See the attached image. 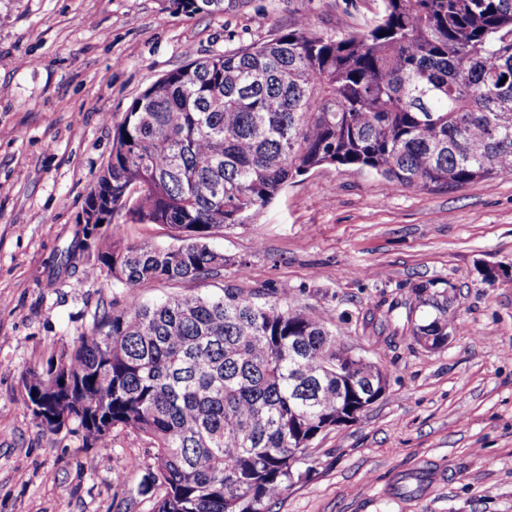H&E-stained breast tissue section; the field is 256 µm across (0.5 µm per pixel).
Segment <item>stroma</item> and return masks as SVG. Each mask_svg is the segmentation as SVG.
<instances>
[{
    "label": "stroma",
    "mask_w": 512,
    "mask_h": 512,
    "mask_svg": "<svg viewBox=\"0 0 512 512\" xmlns=\"http://www.w3.org/2000/svg\"><path fill=\"white\" fill-rule=\"evenodd\" d=\"M377 0H224L186 15L169 0H0V512H118L148 460L115 430L109 448L77 425L51 431L25 404L21 376L123 298L112 278L62 266L82 235L89 187L112 149V120L190 59L265 40L300 17L336 33L370 26ZM220 280L148 282L156 303L222 286L287 288L340 341L386 372L357 421L321 435L313 467L274 512H512V174L460 188L398 189L325 165L298 177L246 223L213 237ZM447 298L446 346L412 341L413 289ZM427 480L415 494L406 476Z\"/></svg>",
    "instance_id": "stroma-1"
}]
</instances>
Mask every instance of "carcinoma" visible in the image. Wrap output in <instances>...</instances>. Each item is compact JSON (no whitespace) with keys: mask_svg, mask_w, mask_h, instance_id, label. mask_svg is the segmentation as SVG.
Listing matches in <instances>:
<instances>
[{"mask_svg":"<svg viewBox=\"0 0 512 512\" xmlns=\"http://www.w3.org/2000/svg\"><path fill=\"white\" fill-rule=\"evenodd\" d=\"M177 12H213L172 0ZM131 141H126V138ZM119 210L94 257L125 292L88 332L22 377L40 424L78 423L95 448L129 429L154 448L138 486L154 512H273L310 447L370 403L355 378L386 375L350 355L303 309L239 288L139 301L150 281L216 280L228 258L209 240L243 223L325 164L372 171L402 188L458 187L512 174V0H382L376 24L314 33L306 18L262 42L169 71L112 122ZM127 224H163L173 244H125ZM413 323L415 342L448 336V305Z\"/></svg>","mask_w":512,"mask_h":512,"instance_id":"1","label":"carcinoma"}]
</instances>
